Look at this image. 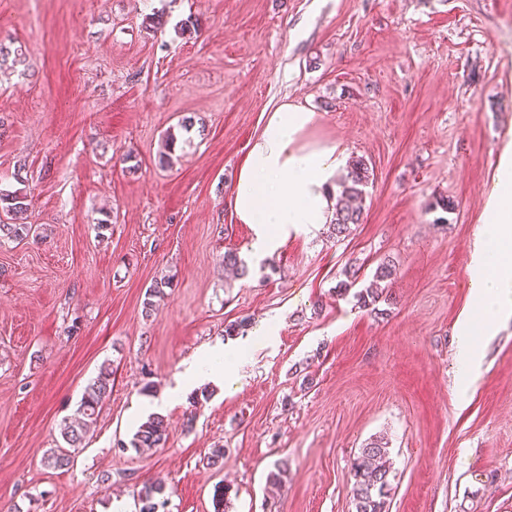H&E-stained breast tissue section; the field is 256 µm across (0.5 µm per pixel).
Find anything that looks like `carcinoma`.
<instances>
[{"mask_svg":"<svg viewBox=\"0 0 512 512\" xmlns=\"http://www.w3.org/2000/svg\"><path fill=\"white\" fill-rule=\"evenodd\" d=\"M370 181V171L363 159H358L347 168L341 177L340 192L335 196L333 219L329 225L332 236L350 234L352 226L363 221L361 201ZM29 203L21 191L0 189V211L8 221L0 223V239L25 240L35 234L36 228L27 223ZM395 274V266L387 261L378 264L374 281L368 287L354 293L360 306L366 308L383 295L378 282L388 280ZM170 282L163 280L150 286L145 293L143 312L149 317L156 310L157 301L165 297L164 289ZM112 364L104 362L96 378L86 387L76 409L77 418L66 424L62 438L66 447L54 450L45 458L46 466L65 469L71 464L70 449L82 446L87 429L99 414L102 404L112 394ZM168 438V425L159 415H151L142 422L134 433L131 446L134 448H163ZM389 456L388 442L377 437L360 448L351 471L353 482L351 496L355 512H385V498L390 485V467L386 466ZM165 484L161 480L148 481L137 490L140 512H158L164 505Z\"/></svg>","mask_w":512,"mask_h":512,"instance_id":"1","label":"carcinoma"}]
</instances>
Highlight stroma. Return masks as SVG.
Wrapping results in <instances>:
<instances>
[{
	"instance_id": "stroma-1",
	"label": "stroma",
	"mask_w": 512,
	"mask_h": 512,
	"mask_svg": "<svg viewBox=\"0 0 512 512\" xmlns=\"http://www.w3.org/2000/svg\"><path fill=\"white\" fill-rule=\"evenodd\" d=\"M0 43L26 54L0 68V188L27 194L38 227L0 240V507L139 512L137 488L158 478L160 512H355L351 462L380 435L387 512H512V320L478 337L465 395L453 346L512 129V0H0ZM284 99L317 111L305 141L373 177L348 236L292 228L258 260L230 191ZM228 250L249 275L225 273ZM383 260L386 299L337 295ZM216 345L248 347L241 378L169 402ZM107 359L112 395L72 466H45ZM152 414L166 446L132 448Z\"/></svg>"
}]
</instances>
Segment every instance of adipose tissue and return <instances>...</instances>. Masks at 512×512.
Listing matches in <instances>:
<instances>
[{"label":"adipose tissue","mask_w":512,"mask_h":512,"mask_svg":"<svg viewBox=\"0 0 512 512\" xmlns=\"http://www.w3.org/2000/svg\"><path fill=\"white\" fill-rule=\"evenodd\" d=\"M317 119L312 109L279 102L268 111L239 168L231 206L239 223L254 225L259 253L275 248L287 227L332 219L336 179L346 166V154L335 145L304 142V132ZM474 239L468 266L470 308L455 333V356L466 388L476 380L475 336L495 335L499 324L512 318V136L498 154ZM244 364L238 352L233 365H226L223 347H214L187 366L169 399L178 401L187 390L220 377H240Z\"/></svg>","instance_id":"1"}]
</instances>
